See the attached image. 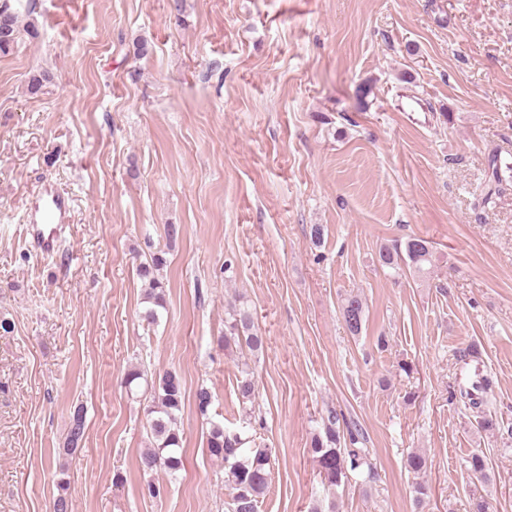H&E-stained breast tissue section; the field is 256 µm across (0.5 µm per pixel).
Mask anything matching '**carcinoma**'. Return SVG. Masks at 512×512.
<instances>
[{"instance_id":"cac0c4a2","label":"carcinoma","mask_w":512,"mask_h":512,"mask_svg":"<svg viewBox=\"0 0 512 512\" xmlns=\"http://www.w3.org/2000/svg\"><path fill=\"white\" fill-rule=\"evenodd\" d=\"M18 15L5 2L0 3V53L7 54L17 45L20 34ZM378 262L381 266L400 272L403 268L417 274L430 273L433 265L431 243L421 237L412 236L405 241L385 243L379 247ZM165 260L152 256L138 266V273L144 283L143 309L140 318L147 325L159 320V310L166 304V281L161 274ZM340 313L349 333L358 335L365 322V306L357 295L342 299ZM264 338L255 326L253 314L246 309H234L224 321V350L246 349L251 353L263 350ZM150 381L151 405L147 410L148 444L139 455V469L143 473L162 470L170 476L176 475L184 465V448L178 424L179 413L185 400L180 375L167 369L148 377L146 370L134 365L125 373L124 384L137 386L140 381ZM491 381L482 376L467 390L459 391L460 398L480 418L479 424L485 429L496 426L493 418L487 417L485 406ZM236 391L242 403L253 402L256 397V382L250 367L241 370ZM197 411L205 416L212 404L209 388H197L195 395ZM85 434V418L80 406L71 413L66 436L65 451L68 454L78 450ZM365 441L364 433L357 424L335 410L329 411L323 431L313 435L311 452L317 463L319 474L329 487H339L348 474L364 466H370L368 452L357 447ZM206 451L210 457L224 464V486L227 512H258V504L266 496L272 483L273 450L241 433L224 427L220 422H210L206 435ZM405 467L418 476L427 468L424 454L412 451L407 454Z\"/></svg>"}]
</instances>
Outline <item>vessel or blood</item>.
<instances>
[{"label":"vessel or blood","instance_id":"obj_1","mask_svg":"<svg viewBox=\"0 0 512 512\" xmlns=\"http://www.w3.org/2000/svg\"><path fill=\"white\" fill-rule=\"evenodd\" d=\"M71 203L65 192L45 185L27 208L26 224L34 249L43 253L55 252L63 240L70 222Z\"/></svg>","mask_w":512,"mask_h":512}]
</instances>
